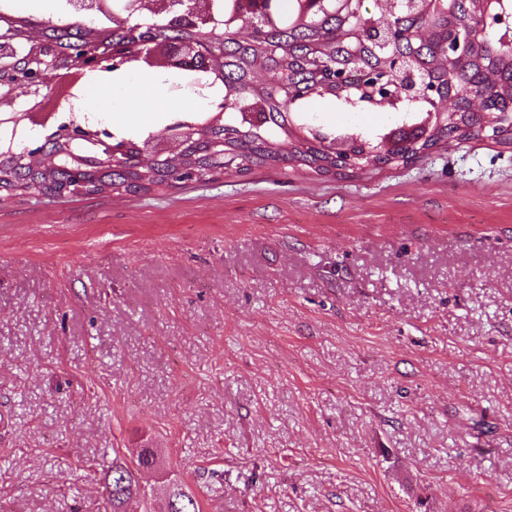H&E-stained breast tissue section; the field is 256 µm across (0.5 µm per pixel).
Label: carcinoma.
<instances>
[{
	"mask_svg": "<svg viewBox=\"0 0 512 512\" xmlns=\"http://www.w3.org/2000/svg\"><path fill=\"white\" fill-rule=\"evenodd\" d=\"M483 0H437L428 8L399 9L395 0H386L387 18L398 31H411L414 37L396 39L384 47L356 29L376 22V17L354 16L362 4L342 8L336 0L313 17L300 15L298 0H273L272 19L256 11L227 23L233 11L232 0H224L217 23L191 25L177 31L163 27L138 26L139 20L124 21L125 14L110 25L86 20L80 25L51 29L44 35L62 62L78 50L91 47L101 53L114 45L135 39L175 36L203 41L211 54L206 75L209 90L224 89V97L236 104L230 112L219 113L202 104L182 112L173 125L189 130L183 149L142 161L144 140L120 131H111L104 120L93 115L83 118V126L94 131L89 139L67 147L51 149L54 161L35 162L25 155L30 133L19 128L12 152L0 153V198L27 194L47 196L68 186L99 193H151L171 186L174 181L210 183L228 171L246 173L254 167H278L284 163L318 174L339 169V158L332 149V138L299 118L317 100L347 103V87L364 74L393 76L395 59L406 57L419 68L425 81L452 101L448 118L433 137L416 146H405L392 156L365 157L362 140L352 144L360 163L372 169L405 165L448 140H467L480 134L471 114L470 93L482 86L488 93L491 111L503 112L512 106V57L497 53L496 43L482 39L473 42L466 60L448 62L440 53L448 29L464 22L476 23L483 15ZM27 24L19 17L7 22L0 18V30L23 41ZM338 68L345 83L328 80L326 70ZM159 457L152 448L138 451L127 462L116 456L112 469L104 473V512H146L148 494L135 472L152 469ZM178 492L172 495L175 512H202V505L184 481L174 478Z\"/></svg>",
	"mask_w": 512,
	"mask_h": 512,
	"instance_id": "cac0c4a2",
	"label": "carcinoma"
}]
</instances>
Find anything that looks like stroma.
Segmentation results:
<instances>
[{"label": "stroma", "mask_w": 512, "mask_h": 512, "mask_svg": "<svg viewBox=\"0 0 512 512\" xmlns=\"http://www.w3.org/2000/svg\"><path fill=\"white\" fill-rule=\"evenodd\" d=\"M61 0H0L33 28ZM159 69L104 84L128 134ZM378 143L405 116L314 103ZM156 449L203 512H512V146L0 206V502L99 512Z\"/></svg>", "instance_id": "1"}]
</instances>
